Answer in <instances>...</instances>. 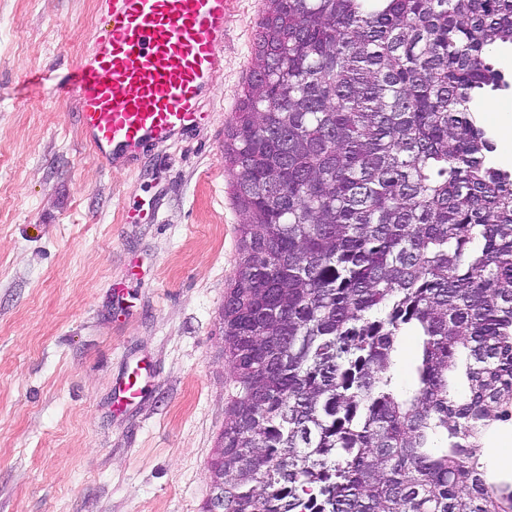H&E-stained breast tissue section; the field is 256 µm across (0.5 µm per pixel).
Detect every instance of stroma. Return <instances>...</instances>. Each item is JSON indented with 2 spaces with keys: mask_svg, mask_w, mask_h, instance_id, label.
Listing matches in <instances>:
<instances>
[{
  "mask_svg": "<svg viewBox=\"0 0 512 512\" xmlns=\"http://www.w3.org/2000/svg\"><path fill=\"white\" fill-rule=\"evenodd\" d=\"M265 8L232 0L209 120L109 169L57 90L97 0H0V512H202L244 222L224 134Z\"/></svg>",
  "mask_w": 512,
  "mask_h": 512,
  "instance_id": "35a3bbf8",
  "label": "stroma"
}]
</instances>
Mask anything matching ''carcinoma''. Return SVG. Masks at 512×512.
I'll use <instances>...</instances> for the list:
<instances>
[{
    "instance_id": "carcinoma-1",
    "label": "carcinoma",
    "mask_w": 512,
    "mask_h": 512,
    "mask_svg": "<svg viewBox=\"0 0 512 512\" xmlns=\"http://www.w3.org/2000/svg\"><path fill=\"white\" fill-rule=\"evenodd\" d=\"M505 46L512 0H267L224 141L223 512H512L481 462L512 418V175L472 113ZM417 346L413 336H405L401 341V362L397 369L400 387H408L412 383V365L416 357Z\"/></svg>"
}]
</instances>
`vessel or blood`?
Listing matches in <instances>:
<instances>
[{"label": "vessel or blood", "mask_w": 512, "mask_h": 512, "mask_svg": "<svg viewBox=\"0 0 512 512\" xmlns=\"http://www.w3.org/2000/svg\"><path fill=\"white\" fill-rule=\"evenodd\" d=\"M228 0H101L103 34L65 90L99 163L136 161L209 119Z\"/></svg>", "instance_id": "vessel-or-blood-1"}]
</instances>
